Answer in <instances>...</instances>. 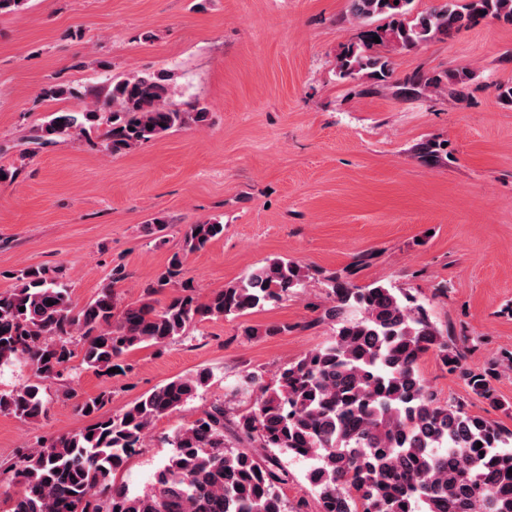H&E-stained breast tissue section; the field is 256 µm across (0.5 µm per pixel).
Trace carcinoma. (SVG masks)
<instances>
[{
  "label": "carcinoma",
  "instance_id": "cac0c4a2",
  "mask_svg": "<svg viewBox=\"0 0 512 512\" xmlns=\"http://www.w3.org/2000/svg\"><path fill=\"white\" fill-rule=\"evenodd\" d=\"M412 2L347 0L348 15L364 30L336 54L338 79L386 83L396 53L484 19L512 24V0H439L416 14ZM473 79L474 71L461 66L415 73L399 90L410 97L446 88L462 101ZM172 93L162 73L112 78L82 111L83 121L54 112L32 139L48 144L82 134L106 112L105 149L115 155L171 130L206 124V107L175 108ZM415 151L436 161L444 148L428 139ZM222 236L224 224L216 220L189 225L183 253L172 255L141 301L121 310L110 287L79 305L61 277L42 267L18 271L15 286L0 293V367L27 364L38 381L0 392V413L37 421L47 413L40 381L63 379L74 360L110 378L134 349L166 345L192 325L246 315L306 286L308 271L276 258L203 301L188 282L162 305L152 299L182 274L183 254ZM326 280L333 340L279 367L269 382L246 374L244 384L255 393L248 409L231 414L222 401L203 407L169 440L171 454L149 490H131L113 476L159 418L208 385L207 369L177 377L110 415L101 413L103 394L79 401L84 427L17 451L9 471L21 491L10 498L8 512H288L282 495L288 471L278 453L312 461L307 480L319 512H512V431L455 399L441 402L419 370L432 354L459 373L473 395L504 408L494 381L512 371V356L487 368L468 367L456 340L432 323L414 296L385 284L359 286L349 271ZM229 435L238 445L228 443ZM255 443L269 452L267 462L258 459Z\"/></svg>",
  "mask_w": 512,
  "mask_h": 512
}]
</instances>
